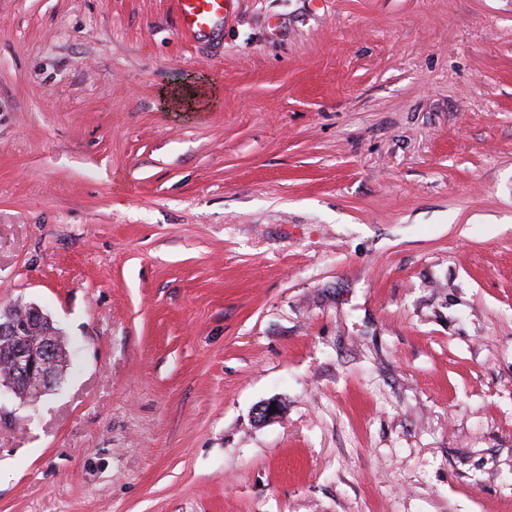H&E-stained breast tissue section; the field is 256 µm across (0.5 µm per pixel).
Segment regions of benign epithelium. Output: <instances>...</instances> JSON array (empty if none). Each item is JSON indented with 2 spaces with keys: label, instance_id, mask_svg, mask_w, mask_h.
Here are the masks:
<instances>
[{
  "label": "benign epithelium",
  "instance_id": "1",
  "mask_svg": "<svg viewBox=\"0 0 512 512\" xmlns=\"http://www.w3.org/2000/svg\"><path fill=\"white\" fill-rule=\"evenodd\" d=\"M52 322L50 316L36 304H27L26 314H21L20 303L0 308V346L9 351L8 358L0 365L7 368V374L0 378V396H20L19 388L24 386L29 397L38 400L57 387L63 377L53 370L55 356L54 341L46 337L38 350L30 348L29 336L32 325Z\"/></svg>",
  "mask_w": 512,
  "mask_h": 512
}]
</instances>
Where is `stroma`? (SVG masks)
I'll return each mask as SVG.
<instances>
[{
    "label": "stroma",
    "mask_w": 512,
    "mask_h": 512,
    "mask_svg": "<svg viewBox=\"0 0 512 512\" xmlns=\"http://www.w3.org/2000/svg\"><path fill=\"white\" fill-rule=\"evenodd\" d=\"M19 299L0 512H512V0H0ZM232 0H175L181 29L190 36L200 35L224 21ZM0 308V346L9 351L8 358L1 361L7 368V374L0 379V401L2 395L14 399L21 397V403H28L25 396L19 393V387H26L29 398L37 401L57 387L63 377L53 370L55 356L54 341L46 333L39 351L31 349L29 336L32 325L44 321L52 324V319L36 304H27L26 315L21 314L20 304Z\"/></svg>",
    "instance_id": "1"
}]
</instances>
